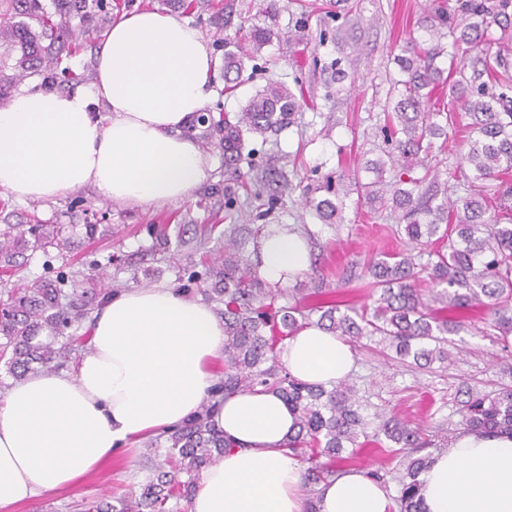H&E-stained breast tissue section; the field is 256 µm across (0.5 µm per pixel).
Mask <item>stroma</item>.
Masks as SVG:
<instances>
[{
	"instance_id": "stroma-1",
	"label": "stroma",
	"mask_w": 512,
	"mask_h": 512,
	"mask_svg": "<svg viewBox=\"0 0 512 512\" xmlns=\"http://www.w3.org/2000/svg\"><path fill=\"white\" fill-rule=\"evenodd\" d=\"M108 7L92 24L71 19L67 27L73 50L54 56L51 71L77 74L79 88L94 78V55L120 15L142 8L190 20L203 33L217 63L211 79L213 96L205 106L206 123H193L190 134L212 160L210 180L183 201L162 206L125 207L82 188L53 201H17L0 193L2 224H70L81 246L71 253L36 252L17 275L0 276V296L38 276L82 271L102 280L106 288L122 291L135 283H163L181 287L178 263L187 255L205 262L224 254L223 240L205 239L213 224L234 233L242 250L253 253L257 241L272 226L307 225L312 265L334 291L337 300L355 306L371 304L369 279L362 272L367 260L382 252L408 249L388 210L374 211L358 204L356 194L343 199L341 218L324 224L304 205V195L322 191L339 175L361 171L387 144L381 133L382 109L396 97L399 71L393 61L410 38L418 36V21L429 14L433 0H194L182 9L172 0H106ZM357 10L360 22L337 35L335 13ZM272 25L277 37L248 61L243 81L234 92L224 89L222 63L228 44H246L252 25ZM348 76L336 81V68ZM302 86L301 110L289 129L252 142L251 162L230 167L225 162L224 133L217 119L236 117L247 100L268 83ZM468 128H461L442 145L433 146L429 165L441 179L455 185L465 181L460 156L466 152ZM290 189L277 195L278 181ZM97 224L94 241H84V226ZM167 228L170 259L153 250L150 225ZM476 334L456 337L459 352L449 364L420 370L387 359L375 341L354 343L356 364L349 376L367 402L368 411L384 409L414 425H424L440 445L460 429V402L465 390L494 393L512 385L495 336L483 335V320ZM145 450L137 445L114 458L88 480L64 493L50 492L13 512H81L85 504L104 498L128 496L143 478L139 460Z\"/></svg>"
}]
</instances>
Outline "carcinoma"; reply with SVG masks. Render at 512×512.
<instances>
[{
    "label": "carcinoma",
    "instance_id": "1",
    "mask_svg": "<svg viewBox=\"0 0 512 512\" xmlns=\"http://www.w3.org/2000/svg\"><path fill=\"white\" fill-rule=\"evenodd\" d=\"M19 15L40 17L39 0H6ZM86 7V0H56L55 13L66 16ZM493 26L505 34L512 30V0H440L431 15L420 22L421 35L407 42L396 57L402 86L399 99L387 112L382 127L384 140L395 142L400 157L414 159L430 138L455 130L453 115L430 106L436 91L449 90L470 119L468 127L476 134L462 155L473 171L466 195L434 206L438 195V174L425 173L403 180L383 179L386 162L379 159L367 165L374 178L368 183L351 178L358 201L372 209L388 208L407 220L405 234L413 248L432 244L437 234L448 237V249L422 252L384 253L367 264L371 277L373 305L344 307L324 297L322 287L309 289L306 303L279 304L287 299L284 290L266 288L258 275V262L242 255L234 242L224 244V258L204 272L187 270V284L181 292H191L189 284L211 280V293L224 304V376L215 387L221 397L257 387L279 395L298 412L297 431L288 439L289 451L308 457L304 474L310 512H316L318 486L336 473V464L351 459L348 448L357 439L372 438L380 449H388L396 460L386 470L370 475L384 487L395 482L397 512H424L419 477L429 466L431 454H420L430 447L418 426L393 415L377 413L374 433L361 414L355 386L342 380L332 389L293 378L280 361L282 342L311 325L343 337H380L384 347L396 357L419 368L448 361V335L467 331L472 323L466 313L481 311L500 334L502 350L509 353L512 334V224H503L490 212L485 181L494 180L512 169V64L498 55L495 64L476 56L470 78H454L453 70L435 64L441 50L430 46L448 29L452 49L463 55L478 48ZM278 33L256 27L250 32L255 50L272 42ZM4 52L19 53L16 68L38 71L52 46L41 45L43 35L28 25L17 24L4 31ZM244 57L224 53V84L231 89L242 82ZM296 94L283 83H272L255 93L245 104L237 121L224 120V151L241 159L252 135L276 133L295 120ZM445 116V123L436 117ZM327 184V196L309 200L324 224L336 220L340 210L339 187ZM74 243L66 224H7L0 228V268L8 271L21 266L18 258L26 252L53 247L66 251ZM426 274L432 288L419 287L420 274ZM101 303L99 293L82 287L76 276L63 272L50 278L36 277L12 291L0 304V361L7 373L20 380L41 369L52 371L67 358L59 338L84 320L93 306ZM213 406L203 407L184 424L150 441L152 455L146 457L148 479L139 494L116 503L101 500L93 512H180V501L194 495L201 472L220 461L224 450L234 444L224 438L212 421ZM460 425L473 433H512V386L505 385L493 395L469 394L460 408Z\"/></svg>",
    "mask_w": 512,
    "mask_h": 512
}]
</instances>
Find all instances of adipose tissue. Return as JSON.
Returning a JSON list of instances; mask_svg holds the SVG:
<instances>
[{
	"instance_id": "ef3b65f1",
	"label": "adipose tissue",
	"mask_w": 512,
	"mask_h": 512,
	"mask_svg": "<svg viewBox=\"0 0 512 512\" xmlns=\"http://www.w3.org/2000/svg\"><path fill=\"white\" fill-rule=\"evenodd\" d=\"M214 70L188 21L149 9L122 15L96 51L90 92L24 88L0 107V191L53 201L90 187L128 206L189 198L213 170L187 129L210 99ZM259 252V275L271 284L311 266L306 240L284 228L268 231ZM223 357L224 322L207 304L166 284L113 294L74 372L37 373L0 395V512L68 489L120 449L181 424L211 402ZM280 360L294 378L330 389L351 372L354 353L309 326L288 337ZM214 405L213 421L234 445L204 470L188 512H307L304 468L286 446L296 413L261 389ZM421 482L425 512H512V435L458 431ZM317 510L397 507L352 468L320 485Z\"/></svg>"
}]
</instances>
